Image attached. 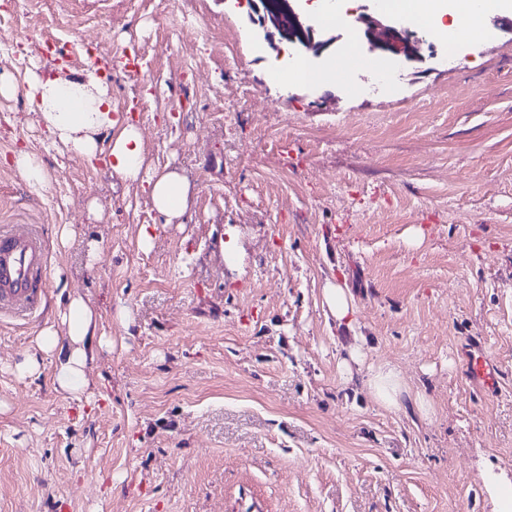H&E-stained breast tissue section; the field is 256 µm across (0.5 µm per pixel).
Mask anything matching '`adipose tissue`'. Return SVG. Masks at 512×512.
I'll use <instances>...</instances> for the list:
<instances>
[{"mask_svg":"<svg viewBox=\"0 0 512 512\" xmlns=\"http://www.w3.org/2000/svg\"><path fill=\"white\" fill-rule=\"evenodd\" d=\"M489 0H389L390 11L413 18L433 35L457 42L460 37L485 39L490 31L485 15ZM450 24H443V17ZM9 74H0V96L19 90ZM34 104L38 122L52 143L86 158L98 153L101 133L112 135L109 167L122 180L140 184L154 208L168 221L182 219L188 209L190 186L177 171H147L138 128L114 114L112 97L96 75L68 77L32 74L22 88ZM112 339L99 327L96 308L82 296L69 295L55 323L44 328L34 348L22 352L9 369L17 379L53 370V384L63 394L84 392L90 385L88 371L98 351L110 348Z\"/></svg>","mask_w":512,"mask_h":512,"instance_id":"ef3b65f1","label":"adipose tissue"}]
</instances>
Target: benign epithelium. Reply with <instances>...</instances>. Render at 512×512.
Returning a JSON list of instances; mask_svg holds the SVG:
<instances>
[{"mask_svg": "<svg viewBox=\"0 0 512 512\" xmlns=\"http://www.w3.org/2000/svg\"><path fill=\"white\" fill-rule=\"evenodd\" d=\"M260 5L255 11H264L260 17V27L266 22L272 25L288 42L304 48L313 56H320L326 49L338 43L340 35L330 34L317 38L320 29L316 24L301 16L296 10L294 0H258ZM356 22L363 26L368 49L379 51L407 60H417L418 40L413 31L399 21L387 15L362 13Z\"/></svg>", "mask_w": 512, "mask_h": 512, "instance_id": "benign-epithelium-1", "label": "benign epithelium"}]
</instances>
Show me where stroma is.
Masks as SVG:
<instances>
[{"mask_svg":"<svg viewBox=\"0 0 512 512\" xmlns=\"http://www.w3.org/2000/svg\"><path fill=\"white\" fill-rule=\"evenodd\" d=\"M252 14L0 0L23 36L0 72L98 67L146 166L191 192L166 223L139 184L59 154L24 92L0 96V225L50 245L46 307L0 322V512H496L512 487V33L451 47L420 29V60L394 66L344 26L357 61L302 84L279 68L303 50L256 39ZM126 49L148 68L126 70ZM20 149L41 191L10 164ZM71 293L112 347L65 396L7 366ZM475 340L501 371L488 395L465 373ZM382 362L400 405L365 385ZM13 164L33 189L42 190L46 186L48 175L34 155L18 150L14 154ZM324 298L330 310L331 316L338 326L352 324L353 304L352 298L346 288L338 283L328 282L324 288Z\"/></svg>","mask_w":512,"mask_h":512,"instance_id":"35a3bbf8","label":"stroma"}]
</instances>
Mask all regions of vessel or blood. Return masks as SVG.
I'll list each match as a JSON object with an SVG mask.
<instances>
[{
	"label": "vessel or blood",
	"mask_w": 512,
	"mask_h": 512,
	"mask_svg": "<svg viewBox=\"0 0 512 512\" xmlns=\"http://www.w3.org/2000/svg\"><path fill=\"white\" fill-rule=\"evenodd\" d=\"M49 244L34 224L0 226V317H28L41 310L48 278ZM466 374L482 391H495L499 370L483 358H471Z\"/></svg>",
	"instance_id": "1"
}]
</instances>
